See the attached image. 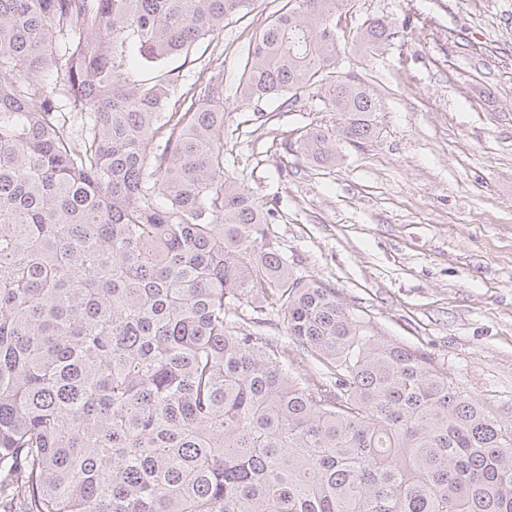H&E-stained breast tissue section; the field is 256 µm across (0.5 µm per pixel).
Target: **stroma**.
<instances>
[{"label": "stroma", "instance_id": "35a3bbf8", "mask_svg": "<svg viewBox=\"0 0 512 512\" xmlns=\"http://www.w3.org/2000/svg\"><path fill=\"white\" fill-rule=\"evenodd\" d=\"M258 2L214 37L226 171L276 210L271 230L296 275L335 288L381 335L512 410V0H347L336 13L340 70L376 91L382 123L327 167L295 144L336 120L315 91L242 102V51L281 5ZM376 17L394 37L359 50ZM258 322L289 372L320 381L321 363L288 337L281 312Z\"/></svg>", "mask_w": 512, "mask_h": 512}]
</instances>
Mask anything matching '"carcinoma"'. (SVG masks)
Listing matches in <instances>:
<instances>
[{"label":"carcinoma","instance_id":"1","mask_svg":"<svg viewBox=\"0 0 512 512\" xmlns=\"http://www.w3.org/2000/svg\"><path fill=\"white\" fill-rule=\"evenodd\" d=\"M256 0H0V502L6 512H512V415L294 274L224 169V79L169 110L188 55ZM247 101L316 87L318 165L379 134L336 71L346 0H282ZM392 24H364L373 50ZM280 307L294 376L228 306Z\"/></svg>","mask_w":512,"mask_h":512}]
</instances>
